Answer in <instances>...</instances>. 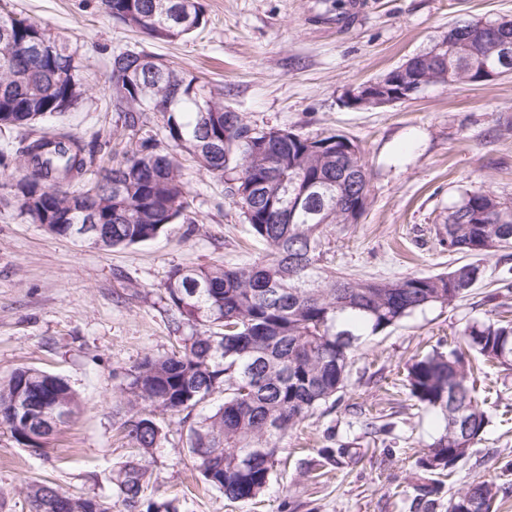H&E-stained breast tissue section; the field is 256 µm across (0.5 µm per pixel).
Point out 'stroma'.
<instances>
[{"label":"stroma","instance_id":"obj_1","mask_svg":"<svg viewBox=\"0 0 512 512\" xmlns=\"http://www.w3.org/2000/svg\"><path fill=\"white\" fill-rule=\"evenodd\" d=\"M207 22L190 37L162 42L108 17L100 0H0V14L31 18L78 46L89 81L103 83L114 53L162 58L224 93L226 109L255 127L309 137L352 138L369 175L358 223L332 231L324 263L354 279H393L457 263L440 241L448 212L465 192L483 189L512 202V75L491 83L432 84L377 109L344 103L351 86L379 78L431 49L461 21L512 18V0H202ZM109 99L93 92L48 125L0 127V152L45 129L111 139L129 150ZM196 224L174 223L157 238L102 250L59 239L27 223L15 207L13 179L0 175V381L20 367L64 378L82 410L43 448L18 444L0 425V512H30L26 487L116 499L117 466L136 459L147 472L137 512H417L416 461L441 430L405 385L406 367L447 351L467 324L512 311L499 278L512 249L484 257L482 280L451 307L430 306L368 336L354 351L346 387L280 442L264 494L250 505L206 485L186 446L190 420L154 412L158 447H133L124 423L126 375L144 357L183 346L193 333L177 321L163 283L176 267L254 261L260 246L222 179L181 159ZM497 302H488L490 293ZM486 414L481 441L435 496L475 481L500 489L494 512H512V370L484 364L474 376ZM335 450L333 459L321 451Z\"/></svg>","mask_w":512,"mask_h":512}]
</instances>
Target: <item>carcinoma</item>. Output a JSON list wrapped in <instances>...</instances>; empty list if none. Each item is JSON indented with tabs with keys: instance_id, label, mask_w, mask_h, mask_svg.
Listing matches in <instances>:
<instances>
[{
	"instance_id": "1",
	"label": "carcinoma",
	"mask_w": 512,
	"mask_h": 512,
	"mask_svg": "<svg viewBox=\"0 0 512 512\" xmlns=\"http://www.w3.org/2000/svg\"><path fill=\"white\" fill-rule=\"evenodd\" d=\"M104 12L156 39L183 37L204 20L199 0H102ZM0 127L32 125L64 112L67 98L92 90L87 66L70 44L39 23L0 15ZM153 55H112L111 66L127 79L109 88L112 111L122 128L140 137L139 147L109 159L110 140L87 141L70 132H45L16 150L14 193L18 214L45 232L65 237L71 224H84L80 197L99 198V222L108 227L103 248L156 238L176 221L195 223L192 201L181 180L186 154L207 173L224 180L255 236L266 246L259 260L242 265L213 263L176 267L163 284L178 317L194 327L181 349L144 357L128 375L125 422L138 448L160 443L159 427L146 409L191 414L212 394L224 403L190 426L188 454L206 484L229 500L246 503L270 482L277 443L315 408L336 398L348 381L351 354L360 340L381 332L430 305L451 306L482 278L480 261L446 272L398 279L349 280L322 266L323 236L338 224L336 207L362 180L361 154L344 149L352 139L331 134L305 137L288 129H259L236 113L238 127L224 137V94L198 76L165 68L153 71ZM498 66L490 44L478 38L448 55L454 82L483 67ZM160 109L162 139L149 133L151 111ZM265 139L268 151L252 155L251 143ZM94 176L90 181L87 176ZM268 182L267 196L247 199V183ZM448 251L476 257L512 248V204L494 209L491 193L473 190L448 212ZM459 347L434 351L407 371L410 394L442 421L441 434L417 462L415 507L430 512L441 477L451 475L481 441L486 415L469 385L466 354L512 369V321L491 319L467 326ZM29 408L9 412L15 392ZM67 417L79 409L76 394L62 378L35 368H18L0 385V425L16 442L40 434L60 403ZM146 471L126 460L118 473L117 496L129 512L141 499ZM56 488L34 482L27 496L34 512H50ZM463 493L475 512H491L499 489L471 483Z\"/></svg>"
}]
</instances>
